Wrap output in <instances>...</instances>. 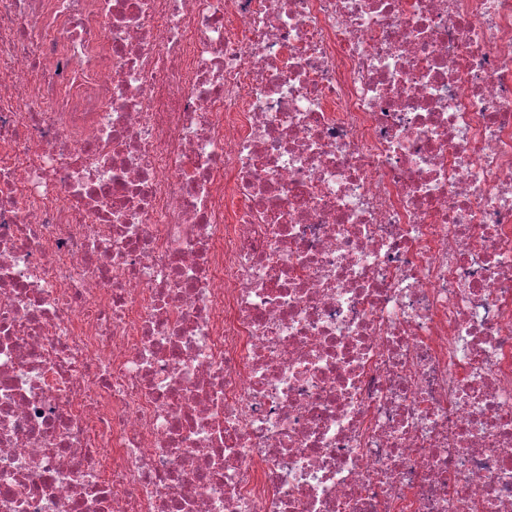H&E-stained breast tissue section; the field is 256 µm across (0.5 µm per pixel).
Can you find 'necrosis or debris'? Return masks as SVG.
I'll use <instances>...</instances> for the list:
<instances>
[{"instance_id":"obj_1","label":"necrosis or debris","mask_w":512,"mask_h":512,"mask_svg":"<svg viewBox=\"0 0 512 512\" xmlns=\"http://www.w3.org/2000/svg\"><path fill=\"white\" fill-rule=\"evenodd\" d=\"M0 512H512V0H0Z\"/></svg>"}]
</instances>
